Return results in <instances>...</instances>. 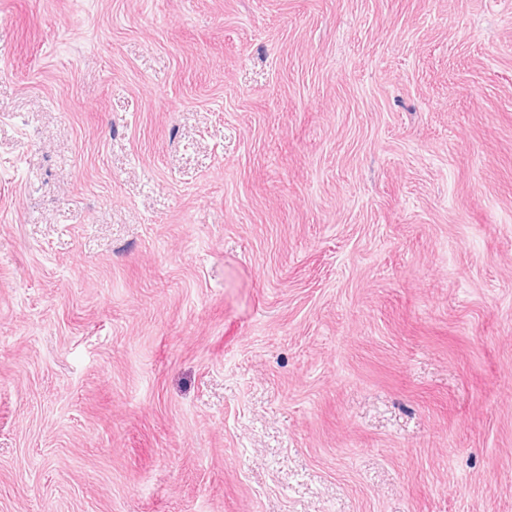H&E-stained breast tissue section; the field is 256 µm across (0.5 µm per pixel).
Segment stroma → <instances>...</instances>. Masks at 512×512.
Segmentation results:
<instances>
[{"instance_id": "obj_1", "label": "stroma", "mask_w": 512, "mask_h": 512, "mask_svg": "<svg viewBox=\"0 0 512 512\" xmlns=\"http://www.w3.org/2000/svg\"><path fill=\"white\" fill-rule=\"evenodd\" d=\"M0 512H512V0H0Z\"/></svg>"}]
</instances>
